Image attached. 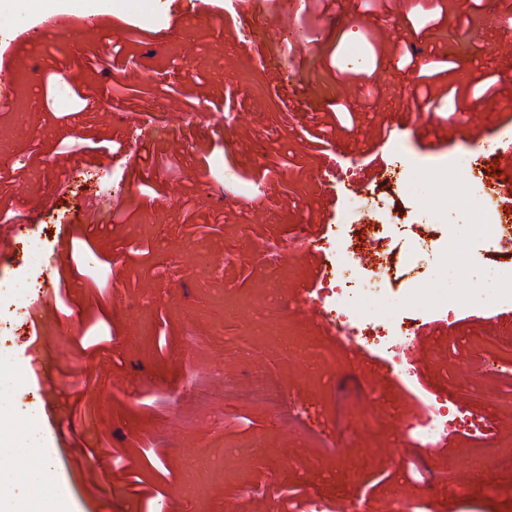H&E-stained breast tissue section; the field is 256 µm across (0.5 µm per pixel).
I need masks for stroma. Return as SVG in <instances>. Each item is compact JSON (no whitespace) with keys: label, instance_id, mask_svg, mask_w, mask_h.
<instances>
[{"label":"stroma","instance_id":"obj_1","mask_svg":"<svg viewBox=\"0 0 512 512\" xmlns=\"http://www.w3.org/2000/svg\"><path fill=\"white\" fill-rule=\"evenodd\" d=\"M103 2L63 0L47 38L26 0H0V67L30 75L0 108V203L20 219L0 224L10 240L0 252V359L32 370L27 382L0 381V406L40 414L58 492L79 512H141L123 483L102 481L107 460L86 454L104 439L145 449L138 476L153 489L150 512H288L308 497L330 512H512V470L486 467L480 454L512 455V403L484 401L507 380L480 367L498 331L512 330V305L452 322L420 317L418 384L409 390L383 355L337 344L320 307L305 306L327 255L255 259L295 226L326 232L341 201L318 191V176L335 164L375 182L378 165L391 162L387 126L406 128L407 153L438 175L460 149L448 135L458 102L445 99L437 122L417 121L406 106L417 74L392 43L405 36L421 65L451 56L475 99L488 74H512L499 22L484 21L457 45L448 20L469 18L473 0L410 9L399 25L400 0H313L311 43L298 61L269 35L274 0L247 19L225 14L224 0ZM156 12L160 26L141 25V14ZM116 41L130 42L149 73L114 60ZM88 58L95 70H84ZM116 80L140 95L108 109L98 94ZM77 83L93 103L74 95ZM463 123L486 167L512 169V150L486 147L512 128V100ZM329 129L334 138L316 141ZM95 137H136L140 148L120 193L126 223L103 225L88 246L79 227L97 217V185L112 180L103 152L81 148ZM260 139L289 164L280 179L258 183L245 209L225 200L222 183L263 168L253 151ZM82 166L80 181L57 176ZM32 238L64 280L67 304L55 305L50 288L11 296L31 269ZM250 351L262 352L297 407V429L223 400V377L244 383L254 371ZM432 391L480 417L482 437L452 431L424 449L404 435L421 413L416 393Z\"/></svg>","mask_w":512,"mask_h":512}]
</instances>
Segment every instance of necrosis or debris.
<instances>
[{
    "label": "necrosis or debris",
    "instance_id": "obj_1",
    "mask_svg": "<svg viewBox=\"0 0 512 512\" xmlns=\"http://www.w3.org/2000/svg\"><path fill=\"white\" fill-rule=\"evenodd\" d=\"M446 169L454 171L451 179L434 180L433 204L427 209L397 210L391 207L388 193L398 182V169L408 168V160L397 167L385 168L374 186L358 190L351 177L330 174L322 178V190L341 197L344 214L328 234L317 240L293 243L291 252L299 254L317 247L330 255L321 286L312 298L325 312L326 321L337 338L347 347L372 343L382 353L391 374L401 385H414L418 378L411 357L415 328L405 312L413 304V296L393 288L392 283L402 269L412 268L419 256L432 263L448 257L449 220L457 215L469 216L476 225L479 240L468 241L453 259L455 270L467 275L471 257L481 256L479 242L497 246L509 254L510 260L497 270L498 277L512 280V214L497 194V181L488 175L481 157L459 153L445 160ZM369 209L373 221L353 223L352 215ZM411 241L403 261H396L391 247L394 236ZM224 397L243 398L272 410L282 426L294 427L297 409L288 404L283 387L267 371H255L247 383L232 378L224 380ZM422 414L405 428L409 438L420 447H432L435 440L448 433V414L442 400L429 396L421 400Z\"/></svg>",
    "mask_w": 512,
    "mask_h": 512
}]
</instances>
